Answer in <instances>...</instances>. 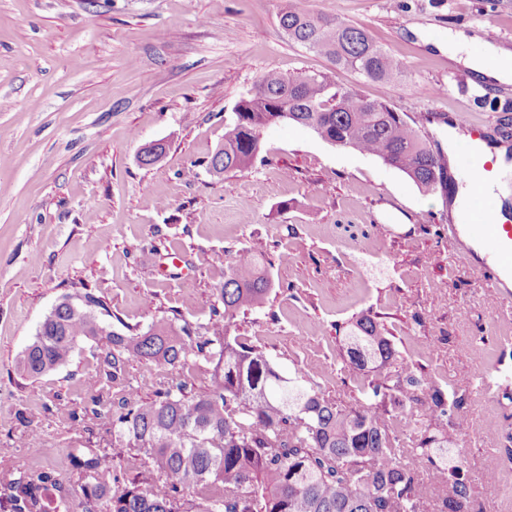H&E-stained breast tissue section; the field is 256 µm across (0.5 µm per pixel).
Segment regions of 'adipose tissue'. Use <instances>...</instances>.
I'll use <instances>...</instances> for the list:
<instances>
[{"label": "adipose tissue", "mask_w": 512, "mask_h": 512, "mask_svg": "<svg viewBox=\"0 0 512 512\" xmlns=\"http://www.w3.org/2000/svg\"><path fill=\"white\" fill-rule=\"evenodd\" d=\"M469 38L461 32L448 36V55L456 62L462 63L474 76L494 83L512 82V50L482 42L479 54L468 51Z\"/></svg>", "instance_id": "ef3b65f1"}]
</instances>
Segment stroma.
I'll return each instance as SVG.
<instances>
[{
    "instance_id": "obj_1",
    "label": "stroma",
    "mask_w": 512,
    "mask_h": 512,
    "mask_svg": "<svg viewBox=\"0 0 512 512\" xmlns=\"http://www.w3.org/2000/svg\"><path fill=\"white\" fill-rule=\"evenodd\" d=\"M313 14L364 28L401 60V81L349 69L337 81L408 117L465 114L493 132L483 103L512 107V83L458 84L442 49L461 31L495 26L512 50V0H295ZM284 0H0V484L33 469L67 487L88 482L72 455L112 448L117 393L100 404L83 379L106 339L37 378L17 362L64 297L92 292L108 329L143 332L176 316L208 323L219 306L224 258L265 257L273 288L237 313L232 335L259 346L284 373L300 371L351 406L357 382L342 367L337 325L365 310L382 318L397 350L448 391L466 392L469 428L458 442L474 512H512V462L489 441L511 426L494 398L512 374V320L492 310L477 274L448 255V189L420 190L379 158L282 121L261 134L243 171L208 161L233 109L265 72L333 70L279 25ZM164 157L144 166L142 145ZM171 368L134 361L127 383L150 400ZM41 441L33 455L29 435ZM498 468V483L484 474Z\"/></svg>"
}]
</instances>
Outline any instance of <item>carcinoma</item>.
<instances>
[{"mask_svg":"<svg viewBox=\"0 0 512 512\" xmlns=\"http://www.w3.org/2000/svg\"><path fill=\"white\" fill-rule=\"evenodd\" d=\"M279 24L288 37L350 68L397 82L401 62L361 27L287 5ZM289 121L320 139L373 155L432 191L448 180L434 152L402 115L341 85L334 72L294 75L268 71L234 107L224 142L208 162L217 173L242 171L260 151V134ZM272 288L258 258L245 250L224 263L222 308L209 326L176 327L161 317L145 332L106 330L105 303L54 307L19 360L39 377L69 362L76 347L99 336L110 347L91 375L92 390L127 387L129 361L183 370L150 401L132 392L112 420V442L126 451L124 473L112 456L76 459L93 474L81 486L80 512H472V486L453 445L463 434L468 398L448 394L423 366L396 349L372 311L355 317L342 337L346 365L361 399L343 408L302 373L282 375L257 346L228 332V320L258 307ZM207 367L208 391H194L189 370ZM412 429H404L405 422ZM57 492V512H72L69 489L49 471L26 472L0 491V512H45Z\"/></svg>","mask_w":512,"mask_h":512,"instance_id":"cac0c4a2","label":"carcinoma"}]
</instances>
